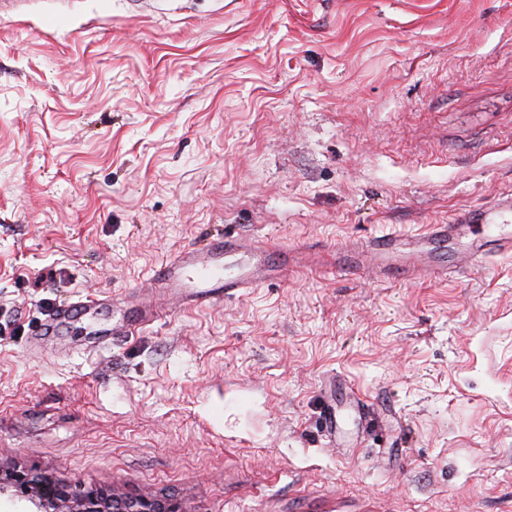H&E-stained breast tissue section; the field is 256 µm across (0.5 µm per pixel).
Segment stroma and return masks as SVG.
Instances as JSON below:
<instances>
[{
    "label": "stroma",
    "instance_id": "35a3bbf8",
    "mask_svg": "<svg viewBox=\"0 0 512 512\" xmlns=\"http://www.w3.org/2000/svg\"><path fill=\"white\" fill-rule=\"evenodd\" d=\"M508 197L512 0H0V463L184 512H512V255L332 259ZM221 231L298 257L34 340ZM109 305L110 299L107 296L87 295L75 302L55 306L47 312L36 336L58 334L62 327L68 326L74 321L75 314L81 313L85 315L103 312Z\"/></svg>",
    "mask_w": 512,
    "mask_h": 512
}]
</instances>
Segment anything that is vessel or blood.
Returning a JSON list of instances; mask_svg holds the SVG:
<instances>
[{
    "label": "vessel or blood",
    "mask_w": 512,
    "mask_h": 512,
    "mask_svg": "<svg viewBox=\"0 0 512 512\" xmlns=\"http://www.w3.org/2000/svg\"><path fill=\"white\" fill-rule=\"evenodd\" d=\"M477 221H480L479 212L462 214L451 224L428 225L420 237L390 229L342 244L339 251L344 254V262L348 265L353 264L356 255L370 257L372 271L376 274L388 270L406 277H439L447 274L448 269L432 264L429 257L431 244L447 241L449 236ZM489 244L494 245L499 253L507 256L512 254V234L505 233L501 225L488 222L484 224L483 233L473 238L469 257L481 255ZM290 260L288 249H263L251 240L234 234L215 235L204 243L180 250L156 269L147 287L140 291V312L107 324L102 333L106 336L131 333L144 317L152 316L155 310L153 299L157 294L178 297L192 307L211 306L224 298L285 278ZM229 263L237 265V275L225 276L224 267ZM109 305L108 297L88 295L55 306L47 312L39 333L43 336L58 334L62 327L73 322L75 314L99 313Z\"/></svg>",
    "instance_id": "vessel-or-blood-1"
}]
</instances>
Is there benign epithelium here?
Instances as JSON below:
<instances>
[{"label":"benign epithelium","instance_id":"benign-epithelium-1","mask_svg":"<svg viewBox=\"0 0 512 512\" xmlns=\"http://www.w3.org/2000/svg\"><path fill=\"white\" fill-rule=\"evenodd\" d=\"M4 491L32 512H184L166 498L109 494L96 487L56 482L30 470L0 466V493Z\"/></svg>","mask_w":512,"mask_h":512}]
</instances>
